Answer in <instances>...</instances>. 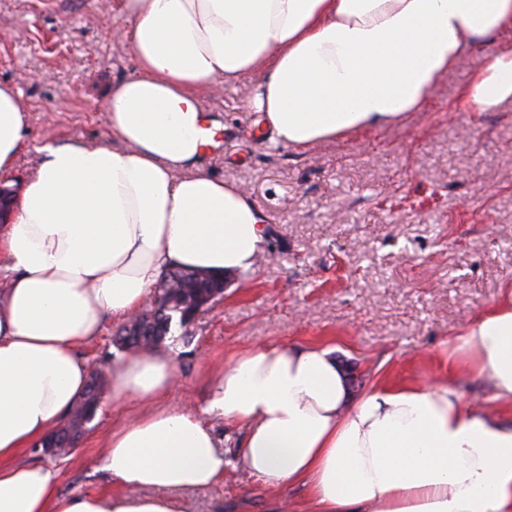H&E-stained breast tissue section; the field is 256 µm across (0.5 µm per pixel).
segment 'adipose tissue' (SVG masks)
Here are the masks:
<instances>
[{"instance_id":"ef3b65f1","label":"adipose tissue","mask_w":512,"mask_h":512,"mask_svg":"<svg viewBox=\"0 0 512 512\" xmlns=\"http://www.w3.org/2000/svg\"><path fill=\"white\" fill-rule=\"evenodd\" d=\"M118 37L136 61L107 93L109 143L49 141L0 225V512H184L228 461L212 429L165 405L168 354L127 355L112 398L149 403L102 442L122 487L63 495L48 466L21 462L82 398L78 352L122 320L163 271L254 268L262 218L204 172L219 122L201 94L260 74L252 106L277 144L306 148L420 109L464 53L512 29V0H123ZM512 100V48L481 55L464 110ZM30 139L29 107L0 83V174ZM448 367L488 383L493 409L453 385L376 386L357 400L330 350L259 345L211 376L209 413L240 428L241 466L304 490L293 512H512V305L481 311Z\"/></svg>"}]
</instances>
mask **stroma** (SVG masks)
I'll use <instances>...</instances> for the list:
<instances>
[{"label": "stroma", "instance_id": "obj_1", "mask_svg": "<svg viewBox=\"0 0 512 512\" xmlns=\"http://www.w3.org/2000/svg\"><path fill=\"white\" fill-rule=\"evenodd\" d=\"M120 9L121 0H0V82L27 102L33 142L107 141V91L135 67L112 33ZM474 60L466 52L419 111L300 150L262 128L251 107L260 75L203 94L207 116L224 129L202 166L249 196L267 244L253 273L228 283L188 325H172L161 346L178 378L168 404L201 411L231 462L214 487L184 493L186 512H272L303 495L251 477L236 461L241 433L203 412L211 370L237 351L328 347L353 400L385 381L449 382L485 395L477 375L449 371L448 351L479 311L512 299V102L458 108ZM117 327L106 322L80 348L101 371L103 394L75 447L61 457L38 447L21 455L53 467L66 495L118 491L100 468V444L145 409L112 400L124 355L113 343Z\"/></svg>", "mask_w": 512, "mask_h": 512}]
</instances>
